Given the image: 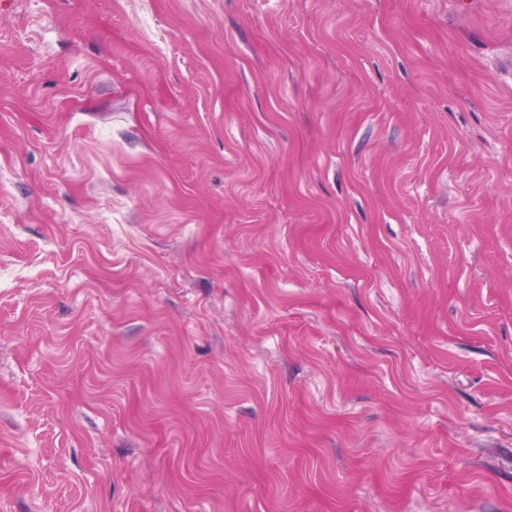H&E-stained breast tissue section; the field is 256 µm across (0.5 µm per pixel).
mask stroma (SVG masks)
Segmentation results:
<instances>
[{"label": "stroma", "instance_id": "35a3bbf8", "mask_svg": "<svg viewBox=\"0 0 512 512\" xmlns=\"http://www.w3.org/2000/svg\"><path fill=\"white\" fill-rule=\"evenodd\" d=\"M0 512H512V0H0Z\"/></svg>", "mask_w": 512, "mask_h": 512}]
</instances>
